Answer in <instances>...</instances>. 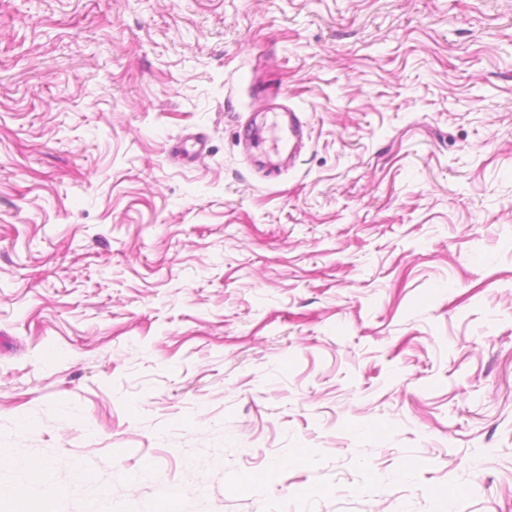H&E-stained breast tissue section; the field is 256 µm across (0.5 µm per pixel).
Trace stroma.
Segmentation results:
<instances>
[{
    "label": "stroma",
    "mask_w": 512,
    "mask_h": 512,
    "mask_svg": "<svg viewBox=\"0 0 512 512\" xmlns=\"http://www.w3.org/2000/svg\"><path fill=\"white\" fill-rule=\"evenodd\" d=\"M0 448L56 512H512V0H0Z\"/></svg>",
    "instance_id": "obj_1"
}]
</instances>
